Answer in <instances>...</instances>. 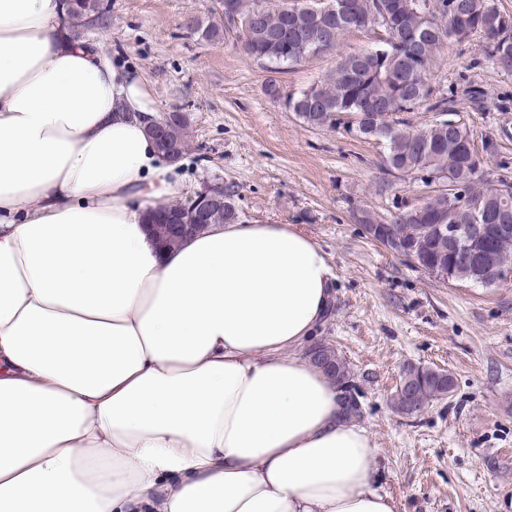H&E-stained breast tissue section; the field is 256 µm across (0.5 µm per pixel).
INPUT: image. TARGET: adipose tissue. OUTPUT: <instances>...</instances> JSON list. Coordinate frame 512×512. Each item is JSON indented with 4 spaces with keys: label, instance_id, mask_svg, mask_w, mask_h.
<instances>
[{
    "label": "adipose tissue",
    "instance_id": "1",
    "mask_svg": "<svg viewBox=\"0 0 512 512\" xmlns=\"http://www.w3.org/2000/svg\"><path fill=\"white\" fill-rule=\"evenodd\" d=\"M63 14L0 0V512H397L304 352L326 253L249 221L161 250L155 103Z\"/></svg>",
    "mask_w": 512,
    "mask_h": 512
}]
</instances>
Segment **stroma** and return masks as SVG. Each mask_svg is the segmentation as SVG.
<instances>
[{"mask_svg":"<svg viewBox=\"0 0 512 512\" xmlns=\"http://www.w3.org/2000/svg\"><path fill=\"white\" fill-rule=\"evenodd\" d=\"M223 24L215 0H108L95 39L140 73L159 113L187 116L179 203L210 181L234 194L242 219L295 224L327 253L335 303L315 339L332 344L360 392V419L376 446L383 492L398 512H512V279L445 283L367 239L356 213L392 218L426 201L431 185L382 165L384 150L345 125L312 128L268 97H284L335 68L326 54L281 69L236 44L183 25ZM480 37L444 43L428 77L448 97L483 155V173L512 182V73ZM449 374L452 393L408 416L392 399L405 368Z\"/></svg>","mask_w":512,"mask_h":512,"instance_id":"35a3bbf8","label":"stroma"}]
</instances>
